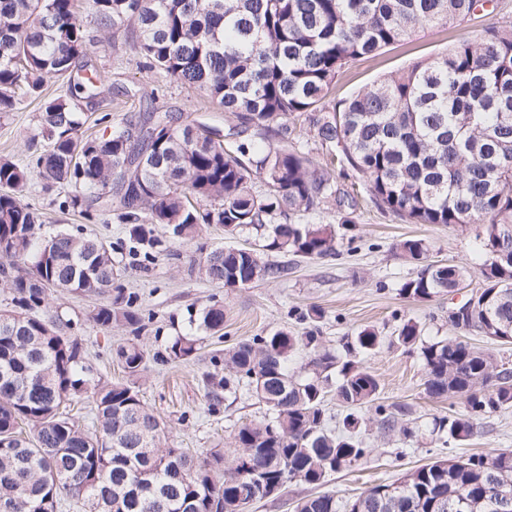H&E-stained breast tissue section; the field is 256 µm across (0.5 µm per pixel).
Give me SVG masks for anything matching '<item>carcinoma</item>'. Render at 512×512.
I'll return each mask as SVG.
<instances>
[{"mask_svg": "<svg viewBox=\"0 0 512 512\" xmlns=\"http://www.w3.org/2000/svg\"><path fill=\"white\" fill-rule=\"evenodd\" d=\"M477 0H91L104 30L127 26L139 64L209 93L235 118L220 130L151 107L124 117L100 137H86L70 98L101 93L95 69L42 101L34 136L47 148L21 165L0 157V281L12 308L0 311V512H61L64 498L90 512H242L260 488L290 482L314 488L371 449L359 436L366 413L384 435L405 441L420 428L407 408L378 403L380 383L357 355L383 337L371 328L326 348L314 325L296 335L280 330L212 355L204 373L209 410L228 393L246 390L266 407L240 426L234 448L193 455L161 446L166 424L143 402L137 380L148 362L193 360L195 336H177L148 354L140 344L146 315L123 284L126 268L112 241L98 234L48 233L24 202L31 181L63 189L59 208L90 221V200H117L120 223L144 260L169 251L158 234L169 228L193 241L218 224L227 234L271 229L262 248L310 260L339 255L331 224H295L328 199L353 210L356 198L330 182L327 167L347 163L366 179L371 201L408 224H482L483 287L465 301L452 326L493 344L512 336V24L485 26L445 54L394 72L347 100L330 98L349 66L373 58L433 25L461 23ZM91 40L76 0H0V112L18 92L41 94L44 79H71ZM309 122L316 141L336 153L319 166L301 151L290 116ZM264 190L253 188V179ZM396 250L410 262L427 258L428 243L407 237ZM201 278L240 288L280 279L287 268L252 248L199 247ZM467 264H425L399 294L416 302L460 288ZM96 300L86 321L124 326L132 338L116 355L126 379L93 374L77 338L38 311L51 292ZM199 327L224 329V306L198 314ZM400 345L418 352L425 390L455 399L462 410L437 415L432 432L470 440L482 420L512 407V367L491 349L461 336L425 341L410 319ZM300 348L309 372L288 371ZM343 407L327 426V387ZM84 401L93 413L84 429L69 413ZM512 502V450L463 460L436 459L391 484L352 500L330 492L303 498L295 512H500L492 491Z\"/></svg>", "mask_w": 512, "mask_h": 512, "instance_id": "cac0c4a2", "label": "carcinoma"}]
</instances>
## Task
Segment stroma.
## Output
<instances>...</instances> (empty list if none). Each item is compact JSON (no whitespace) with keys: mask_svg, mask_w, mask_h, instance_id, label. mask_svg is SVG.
I'll use <instances>...</instances> for the list:
<instances>
[{"mask_svg":"<svg viewBox=\"0 0 512 512\" xmlns=\"http://www.w3.org/2000/svg\"><path fill=\"white\" fill-rule=\"evenodd\" d=\"M77 18L85 34L94 41L92 59L102 77L98 102L84 108L87 133H103V126L96 123L102 115H111L117 121L149 106L223 131L231 125V115L205 92L179 85L162 72L138 67L131 41L99 30L86 0H79ZM503 20L512 21V0H496L493 7L459 25L424 29L410 40L384 49L376 60L353 63L333 94L339 99L348 97L385 74L446 53L461 38L477 39L486 25ZM40 99L26 97L13 110L0 112V154L28 162ZM331 175L338 187L354 188L358 196L353 223H345L344 212L332 200L317 212L302 216L301 221L334 225L341 238L339 256L310 261L269 252L265 261L287 266V278L232 289L190 273L189 261L197 255L192 244L177 245L179 259L161 255L147 263L130 252L124 226L115 213L102 212L95 222H83L78 214L60 210L56 190L43 189L37 179L33 180L26 200L36 208L46 230L81 225L87 232L111 238L119 251V260L126 267V288L139 293L144 313L152 317L141 334V342L148 351L163 349L176 335L198 333L197 327L188 322L189 308L197 309L215 301L223 304V339L201 335L203 344L198 359L180 365H151L141 382L144 402L167 422V446L198 455L218 449L231 451L237 429L264 416L266 408L240 392L226 396L219 412L208 411L202 376L210 369L212 352L282 329L304 332L308 326L305 316L316 308L322 313L319 326L327 348L340 349L343 337L356 335L364 327L378 330L383 344L364 355L362 361L380 381L381 403L405 405L410 419L422 430L419 441L406 447L399 441L384 440L377 422L367 420L362 433L370 448L369 455L333 473L327 490L347 500L371 486L391 483L436 457L490 455L512 448V408L485 419L466 444H446L432 435L433 416L459 409L460 404L429 397L418 353L407 352L395 339L398 326L407 319L418 323L423 339L457 336L448 312L481 285L480 276L475 274L460 291L427 302L407 300L400 295L399 286L415 276L417 268L396 254L395 243L406 237H419L429 245L428 262L474 264L478 261L475 245L481 225L408 224L375 207L363 179L351 168H335ZM92 304L91 298L78 294L54 293L41 315L48 320H77L74 334L99 376L120 379L123 369L115 349L129 331L115 327L103 332L86 322L84 315Z\"/></svg>","mask_w":512,"mask_h":512,"instance_id":"stroma-1","label":"stroma"}]
</instances>
